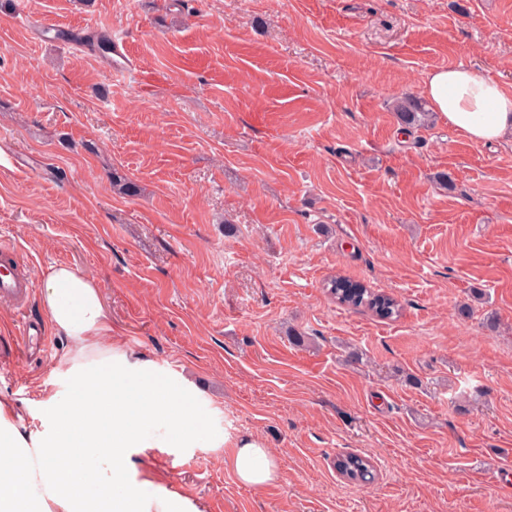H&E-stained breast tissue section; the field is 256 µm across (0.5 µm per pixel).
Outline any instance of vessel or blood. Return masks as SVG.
<instances>
[{"mask_svg":"<svg viewBox=\"0 0 512 512\" xmlns=\"http://www.w3.org/2000/svg\"><path fill=\"white\" fill-rule=\"evenodd\" d=\"M33 278L29 266L16 247L0 240V300L12 304L17 322L14 342L18 348L29 347L32 325L28 318L27 303L32 291Z\"/></svg>","mask_w":512,"mask_h":512,"instance_id":"1","label":"vessel or blood"}]
</instances>
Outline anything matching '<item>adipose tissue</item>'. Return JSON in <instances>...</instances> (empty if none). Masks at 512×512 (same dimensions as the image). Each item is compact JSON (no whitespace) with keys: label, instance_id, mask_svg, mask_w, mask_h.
Wrapping results in <instances>:
<instances>
[{"label":"adipose tissue","instance_id":"obj_1","mask_svg":"<svg viewBox=\"0 0 512 512\" xmlns=\"http://www.w3.org/2000/svg\"><path fill=\"white\" fill-rule=\"evenodd\" d=\"M423 93L468 140L492 143L512 133V93L473 69L431 70ZM41 302L51 325L70 341L68 390L46 402L37 426L0 400V512H200L164 483L140 479L137 467L149 449L182 451L208 435L195 394L113 347L112 316L99 285L80 269L51 267ZM229 445L241 485L260 490L277 479V460L261 438L237 436ZM65 470L85 477L82 493L60 491Z\"/></svg>","mask_w":512,"mask_h":512}]
</instances>
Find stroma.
Listing matches in <instances>:
<instances>
[{
	"label": "stroma",
	"instance_id": "1",
	"mask_svg": "<svg viewBox=\"0 0 512 512\" xmlns=\"http://www.w3.org/2000/svg\"><path fill=\"white\" fill-rule=\"evenodd\" d=\"M448 65L512 91V0H0V237L35 280L95 279L113 343L279 466L254 490L230 448H154L141 478L205 512H512V135L392 110ZM339 276L397 317L338 304ZM29 311L50 346L10 350L0 301V399L36 425L70 342ZM335 468L349 481L369 484L374 481V467L366 457L356 454H341L334 461Z\"/></svg>",
	"mask_w": 512,
	"mask_h": 512
}]
</instances>
